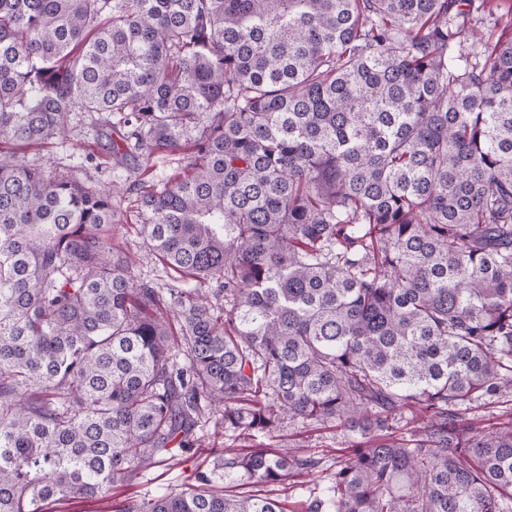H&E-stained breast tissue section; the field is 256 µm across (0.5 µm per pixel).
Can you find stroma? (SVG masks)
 I'll use <instances>...</instances> for the list:
<instances>
[{
  "label": "stroma",
  "instance_id": "35a3bbf8",
  "mask_svg": "<svg viewBox=\"0 0 512 512\" xmlns=\"http://www.w3.org/2000/svg\"><path fill=\"white\" fill-rule=\"evenodd\" d=\"M469 26L476 32L490 38L512 32V14L505 9L489 4L488 0H472L467 17ZM108 141L98 135L91 125L89 115H81L73 121L71 131L64 140L51 139L44 144L27 150L25 160L41 166L46 171L69 172L81 181L96 184L102 188L112 185V162L108 158ZM95 154L96 165L85 162L87 154ZM125 225L122 231V245L134 261L133 274L138 284L166 290L174 284L175 278L170 270L165 269L150 250L141 235L142 216L132 208L130 202H122ZM200 447L187 462L171 466L163 476L152 472L138 474L129 486L119 491L118 497H144L162 494H176L194 483L197 474L205 473L216 481L222 482L225 493L234 495H251L268 493L284 501L288 512H306L309 497L308 485L299 479L288 481L287 488L266 487L257 484L229 482L224 478L223 469L218 468L217 449L248 447L275 450L288 444L304 448L306 454L319 459L320 466L313 474V482L327 485L329 476L336 468L338 459L348 454L347 438L340 427L333 423L320 424L306 420L284 421L280 435L276 438L258 437L244 440L234 433L224 435L216 433L213 424H205L199 432Z\"/></svg>",
  "mask_w": 512,
  "mask_h": 512
}]
</instances>
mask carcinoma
Segmentation results:
<instances>
[{
	"label": "carcinoma",
	"mask_w": 512,
	"mask_h": 512,
	"mask_svg": "<svg viewBox=\"0 0 512 512\" xmlns=\"http://www.w3.org/2000/svg\"><path fill=\"white\" fill-rule=\"evenodd\" d=\"M468 2L0 0V143L107 114L114 172L102 191L0 152V512L186 461L205 417L343 427L308 512H512V420L462 422L512 393V37L454 22ZM157 154L186 163L121 179ZM125 193L196 287L137 284ZM317 464L223 458L263 485ZM116 512L285 507L199 474Z\"/></svg>",
	"instance_id": "cac0c4a2"
}]
</instances>
